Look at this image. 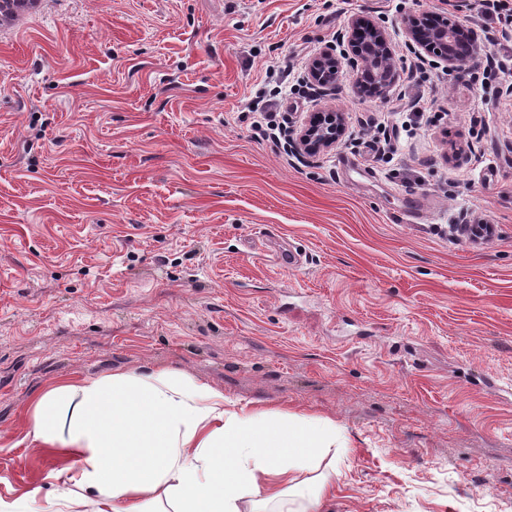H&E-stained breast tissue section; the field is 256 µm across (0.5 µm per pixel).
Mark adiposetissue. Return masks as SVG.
I'll list each match as a JSON object with an SVG mask.
<instances>
[{
    "mask_svg": "<svg viewBox=\"0 0 512 512\" xmlns=\"http://www.w3.org/2000/svg\"><path fill=\"white\" fill-rule=\"evenodd\" d=\"M223 391L166 371L112 374L48 388L34 403L28 437L70 465L50 471L43 487L0 495V512H242L240 502L278 503V512H319L326 484L295 475L331 444L307 430L225 408Z\"/></svg>",
    "mask_w": 512,
    "mask_h": 512,
    "instance_id": "obj_1",
    "label": "adipose tissue"
}]
</instances>
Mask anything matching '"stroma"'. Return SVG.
I'll use <instances>...</instances> for the list:
<instances>
[{
    "mask_svg": "<svg viewBox=\"0 0 512 512\" xmlns=\"http://www.w3.org/2000/svg\"><path fill=\"white\" fill-rule=\"evenodd\" d=\"M449 2L483 52L451 79L403 34L440 0H43L0 31L1 494L61 465L27 439L48 387L166 370L330 429L298 474L321 512H512V110L485 60L512 35ZM355 15L396 79L288 95L346 134L286 156L244 104Z\"/></svg>",
    "mask_w": 512,
    "mask_h": 512,
    "instance_id": "35a3bbf8",
    "label": "stroma"
}]
</instances>
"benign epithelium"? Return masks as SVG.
Instances as JSON below:
<instances>
[{"label": "benign epithelium", "mask_w": 512, "mask_h": 512, "mask_svg": "<svg viewBox=\"0 0 512 512\" xmlns=\"http://www.w3.org/2000/svg\"><path fill=\"white\" fill-rule=\"evenodd\" d=\"M432 21H427V17ZM407 44L417 52L459 71L475 61L480 45L474 29L464 20L446 12L423 11L404 20ZM348 65L356 71L357 87L373 99L383 97L393 79L395 53L385 29L360 15L350 18L336 43L325 46L306 67L307 82L327 92ZM345 135L343 114L332 111L309 112L296 130L295 145L309 156H319L336 148Z\"/></svg>", "instance_id": "benign-epithelium-1"}]
</instances>
